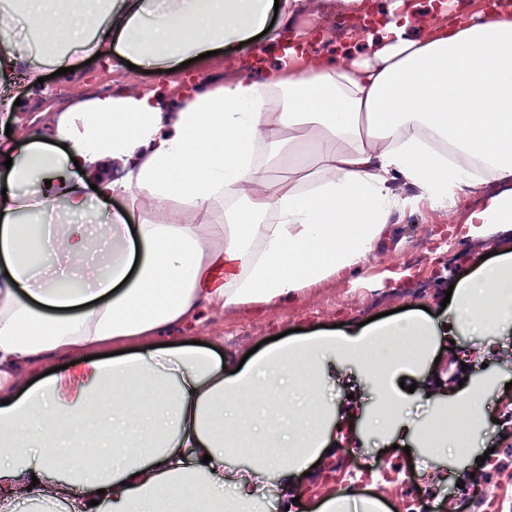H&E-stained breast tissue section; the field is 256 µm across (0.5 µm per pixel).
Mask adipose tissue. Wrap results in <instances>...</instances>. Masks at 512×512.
Listing matches in <instances>:
<instances>
[{
    "mask_svg": "<svg viewBox=\"0 0 512 512\" xmlns=\"http://www.w3.org/2000/svg\"><path fill=\"white\" fill-rule=\"evenodd\" d=\"M71 0H23L30 33L62 68L64 31L102 59L161 70L267 27L275 0H104L103 16ZM14 11L0 10V86L30 60ZM373 59L327 64L282 50L281 66L181 91L164 111L156 91L75 102L47 138L0 142V512H268L266 485L300 475L336 441L323 393L331 365L357 367L378 401L368 431H413L430 458L462 454L481 391L440 398L428 425L406 419L398 379L419 369L437 335L407 316L285 339L233 368L213 348L151 346L208 307H259L359 268L421 188L442 209L479 178L506 191L471 209L478 235L512 228V13L484 4L412 39L407 0H391ZM290 170L270 182L257 156ZM124 200L85 224L90 186ZM222 223H210L213 213ZM512 327V253L466 273L449 331L499 336ZM135 352L96 357L110 344ZM53 352L68 368L31 385L19 366ZM40 448L29 445L32 431Z\"/></svg>",
    "mask_w": 512,
    "mask_h": 512,
    "instance_id": "1",
    "label": "adipose tissue"
}]
</instances>
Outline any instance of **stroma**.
Returning a JSON list of instances; mask_svg holds the SVG:
<instances>
[{
    "label": "stroma",
    "mask_w": 512,
    "mask_h": 512,
    "mask_svg": "<svg viewBox=\"0 0 512 512\" xmlns=\"http://www.w3.org/2000/svg\"><path fill=\"white\" fill-rule=\"evenodd\" d=\"M324 17H312L296 10L290 19H276L278 32H292L306 38L321 24L332 30L324 40L311 42L317 56L333 59L348 52L368 59L373 53L372 33H357L344 28L347 13L337 0H325ZM278 45L262 40L252 46L225 47L217 55L185 66L180 73H150L145 65L137 68L110 67L102 60L87 61L84 54L72 52L73 70L55 75L52 65L41 72L44 83L25 78L7 88L0 87V97L19 102L15 114L17 127L35 131L54 115L63 112L66 103L93 96L90 81L111 85L113 91L159 87L173 89L187 77H204L208 82H229L238 72L259 74L279 62ZM500 184L478 185L458 204L455 216L426 206L405 212L393 231V244L372 252L358 270L342 278H333L309 288L293 299L260 309L241 308L210 310L201 322L177 324L169 328L164 341L207 343L218 339L225 361L237 363L266 338L290 329L303 333L332 330L333 326L358 324L380 313L397 308L406 313L428 309L430 320L441 319L440 309L449 286L458 284L464 272L481 264L483 255L499 256L512 250V231L488 239L471 233L467 222L472 208L489 195L501 192ZM436 361L427 362L414 376L405 377V385L428 384L440 380L461 385L463 390L483 388L486 396L484 414L473 426V445L466 455L429 462L417 442L408 449L394 447L391 439L374 434L367 436L364 451L351 450L347 441L325 450L318 465L309 467L301 477L300 499L314 507L331 492L352 491V512H360V498L368 497L403 512L413 498L423 496L432 506L441 508L446 496L462 498L477 460L490 456L488 489L493 497L512 500V415H501L503 405L512 404V335L505 337L494 351H482L478 341L467 333L442 337L435 342ZM327 401L339 416H346L351 403L372 407L377 401L373 385L352 366H337L325 391Z\"/></svg>",
    "instance_id": "stroma-1"
}]
</instances>
